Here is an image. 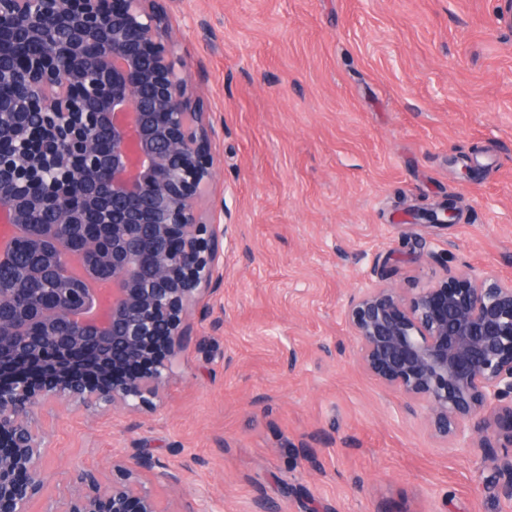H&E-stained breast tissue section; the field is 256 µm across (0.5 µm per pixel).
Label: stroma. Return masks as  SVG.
<instances>
[{
  "label": "stroma",
  "instance_id": "obj_1",
  "mask_svg": "<svg viewBox=\"0 0 512 512\" xmlns=\"http://www.w3.org/2000/svg\"><path fill=\"white\" fill-rule=\"evenodd\" d=\"M164 7L220 130L223 279L155 408L44 418L55 478L29 512L139 454L179 479L163 512H512L479 449L361 367L341 314L365 283L512 278V0ZM451 197L455 223L413 219Z\"/></svg>",
  "mask_w": 512,
  "mask_h": 512
}]
</instances>
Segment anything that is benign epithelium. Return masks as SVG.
<instances>
[{"instance_id": "1", "label": "benign epithelium", "mask_w": 512, "mask_h": 512, "mask_svg": "<svg viewBox=\"0 0 512 512\" xmlns=\"http://www.w3.org/2000/svg\"><path fill=\"white\" fill-rule=\"evenodd\" d=\"M157 2L0 0V512H27L49 478L39 414L152 405L220 279L225 230L201 210L217 131ZM344 315L365 369L481 449L512 505V454L496 453L512 449V280L365 286ZM159 467L78 472L45 512H161L152 485L178 478Z\"/></svg>"}]
</instances>
